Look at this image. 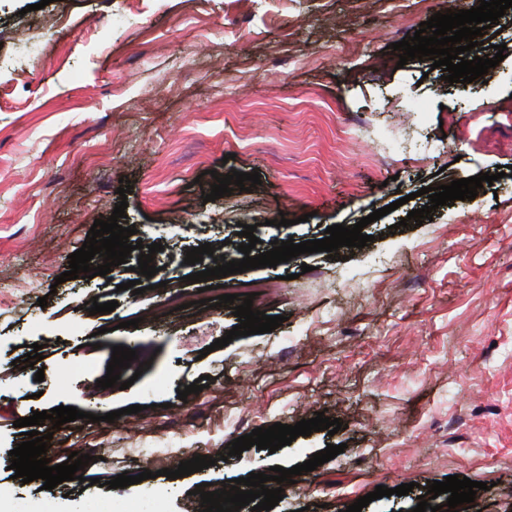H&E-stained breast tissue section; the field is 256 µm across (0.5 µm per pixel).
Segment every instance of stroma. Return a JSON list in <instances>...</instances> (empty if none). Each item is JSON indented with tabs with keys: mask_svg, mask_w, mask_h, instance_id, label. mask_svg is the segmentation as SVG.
I'll return each instance as SVG.
<instances>
[{
	"mask_svg": "<svg viewBox=\"0 0 512 512\" xmlns=\"http://www.w3.org/2000/svg\"><path fill=\"white\" fill-rule=\"evenodd\" d=\"M34 2L0 0V290L11 293L0 305V507L38 512L49 499L55 512H86L108 499L121 512L151 493L162 512H202L200 483L219 490L342 443L344 453L284 484L272 512H344L376 486L415 482L417 492L361 510L411 512L430 481L455 474L484 485L459 512H512V177L422 223L408 218L430 203L422 188L512 165V8L472 50L492 57L503 44L504 60L452 85L430 58L402 66L392 49L451 0H405L403 11L395 0ZM235 170L259 172L260 185L206 201L215 176ZM123 200L121 226L163 245L158 273L138 278L134 251L110 277L60 281L94 221ZM387 205L364 227L365 247L246 271L280 282L263 306L284 318L272 332L214 349L239 323L230 303L162 324L140 318L163 299V281L206 270L185 264L187 249L209 243L241 259L238 224L255 226L259 254ZM280 217L289 226H274ZM136 279L145 293L125 290ZM85 296L117 306L92 316L77 305ZM33 343L40 382L13 365ZM117 345L148 369L121 370L129 388L104 390ZM73 362L93 378L68 375ZM202 376L206 388L179 399ZM60 405L85 416L40 426L47 456L90 455L89 486L12 478L10 452L26 439L17 419ZM319 412L341 420L338 433L229 453L253 429ZM199 454L215 465L161 476ZM147 469L155 478L108 486Z\"/></svg>",
	"mask_w": 512,
	"mask_h": 512,
	"instance_id": "1",
	"label": "stroma"
}]
</instances>
